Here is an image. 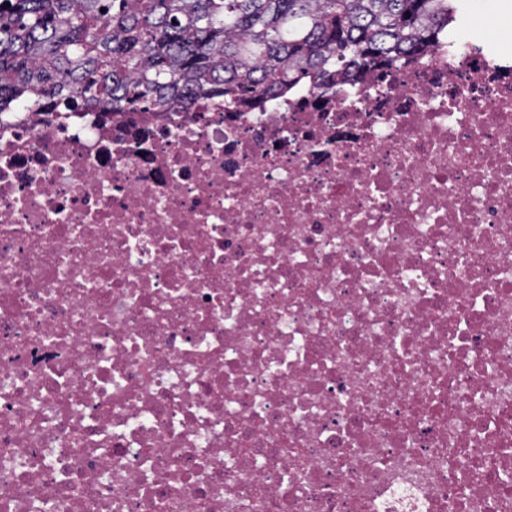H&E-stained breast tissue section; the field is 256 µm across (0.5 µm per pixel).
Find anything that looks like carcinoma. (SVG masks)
I'll list each match as a JSON object with an SVG mask.
<instances>
[{
  "mask_svg": "<svg viewBox=\"0 0 512 512\" xmlns=\"http://www.w3.org/2000/svg\"><path fill=\"white\" fill-rule=\"evenodd\" d=\"M459 0H0V113L255 106L417 61Z\"/></svg>",
  "mask_w": 512,
  "mask_h": 512,
  "instance_id": "cac0c4a2",
  "label": "carcinoma"
}]
</instances>
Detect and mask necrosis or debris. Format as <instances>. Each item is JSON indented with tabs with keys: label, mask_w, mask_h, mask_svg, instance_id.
Here are the masks:
<instances>
[{
	"label": "necrosis or debris",
	"mask_w": 512,
	"mask_h": 512,
	"mask_svg": "<svg viewBox=\"0 0 512 512\" xmlns=\"http://www.w3.org/2000/svg\"><path fill=\"white\" fill-rule=\"evenodd\" d=\"M512 66L468 31L246 109L0 114V512H512Z\"/></svg>",
	"instance_id": "necrosis-or-debris-1"
}]
</instances>
